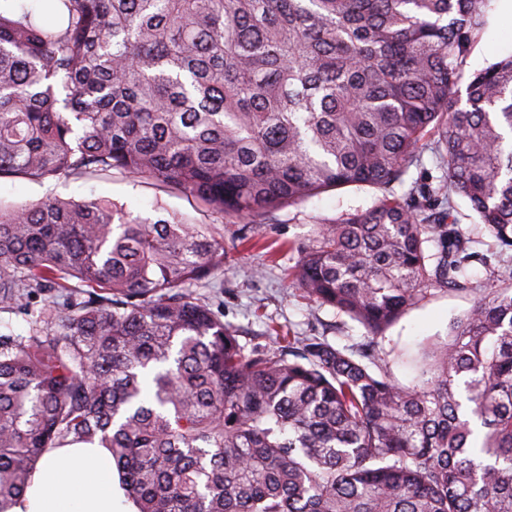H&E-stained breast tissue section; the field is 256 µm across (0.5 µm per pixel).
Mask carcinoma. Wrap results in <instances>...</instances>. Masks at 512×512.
Here are the masks:
<instances>
[{
  "mask_svg": "<svg viewBox=\"0 0 512 512\" xmlns=\"http://www.w3.org/2000/svg\"><path fill=\"white\" fill-rule=\"evenodd\" d=\"M491 2L0 0V179L146 178L255 235L372 187L290 276L373 337L473 261L511 284L407 386L370 343L245 353L189 291L224 270L213 230L0 204V310L57 291L0 336V512L48 451L96 442L138 512H512V55L464 69ZM426 151L437 184L397 194Z\"/></svg>",
  "mask_w": 512,
  "mask_h": 512,
  "instance_id": "carcinoma-1",
  "label": "carcinoma"
}]
</instances>
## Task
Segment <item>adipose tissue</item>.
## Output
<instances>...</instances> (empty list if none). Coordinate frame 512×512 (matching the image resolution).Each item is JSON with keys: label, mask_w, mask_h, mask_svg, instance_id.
I'll return each instance as SVG.
<instances>
[{"label": "adipose tissue", "mask_w": 512, "mask_h": 512, "mask_svg": "<svg viewBox=\"0 0 512 512\" xmlns=\"http://www.w3.org/2000/svg\"><path fill=\"white\" fill-rule=\"evenodd\" d=\"M109 449L75 445L47 453L11 512H136L118 495Z\"/></svg>", "instance_id": "adipose-tissue-1"}]
</instances>
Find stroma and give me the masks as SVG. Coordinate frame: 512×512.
I'll return each mask as SVG.
<instances>
[{"instance_id": "obj_1", "label": "stroma", "mask_w": 512, "mask_h": 512, "mask_svg": "<svg viewBox=\"0 0 512 512\" xmlns=\"http://www.w3.org/2000/svg\"><path fill=\"white\" fill-rule=\"evenodd\" d=\"M511 54L512 13L505 0H493L466 68L479 69ZM52 193L75 200L108 199L130 217L152 222L178 216L210 227L218 221L215 213L188 193L156 186L144 178L133 180L117 175L109 180L67 178L43 184L23 179L0 180V203L5 205L36 201ZM376 195L371 187L349 186L269 213L262 224L267 246L277 252L273 261L264 249H248L238 225L225 224L224 270L217 275L223 286L216 289L211 304L221 312L226 324L237 329L238 341L245 350H276L283 336L290 333L317 336L338 348L367 342L362 325L303 297L286 271L295 265L299 247L311 243L320 225L332 222L341 213L368 209ZM466 276L468 290L435 291L430 300L408 310L383 336L377 337L380 354L390 361L394 376L402 384L412 381L414 365L430 345L447 338L451 323L500 285L496 274L477 262L467 267Z\"/></svg>"}]
</instances>
